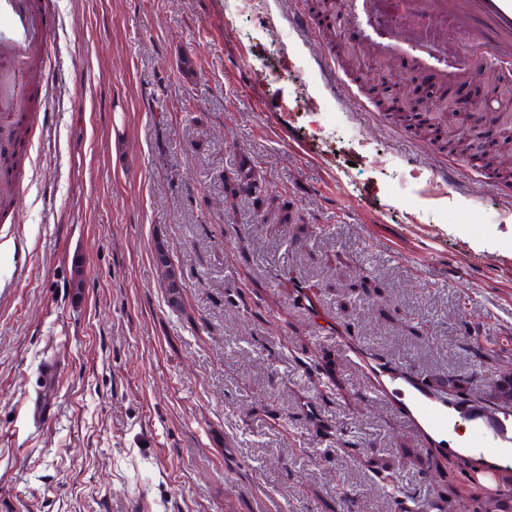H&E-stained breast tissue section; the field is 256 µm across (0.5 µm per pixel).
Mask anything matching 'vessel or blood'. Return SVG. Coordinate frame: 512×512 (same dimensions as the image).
Listing matches in <instances>:
<instances>
[{"label": "vessel or blood", "instance_id": "1", "mask_svg": "<svg viewBox=\"0 0 512 512\" xmlns=\"http://www.w3.org/2000/svg\"><path fill=\"white\" fill-rule=\"evenodd\" d=\"M347 22L379 58H400L417 77L448 82L469 72V57L512 76V0H348ZM51 16L27 0H0V129L32 122L29 71L50 57ZM372 392L415 431L427 462L456 455L479 462L495 483L512 465V411L478 401L448 403L418 372L370 360Z\"/></svg>", "mask_w": 512, "mask_h": 512}]
</instances>
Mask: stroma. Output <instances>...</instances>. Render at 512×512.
Wrapping results in <instances>:
<instances>
[{
    "label": "stroma",
    "instance_id": "1",
    "mask_svg": "<svg viewBox=\"0 0 512 512\" xmlns=\"http://www.w3.org/2000/svg\"><path fill=\"white\" fill-rule=\"evenodd\" d=\"M42 7L43 132L0 224V512H344L345 490L397 512L371 458L476 508L465 475L422 474L339 338L484 397L468 335L512 377V184L391 122L356 73V100L331 90L313 0ZM245 163L260 192L233 193ZM445 167L458 188L429 198ZM156 261L162 281L169 295V301L173 306L177 307L181 301L183 288H186L181 273L177 271L175 264L172 263L167 254L161 249L157 252Z\"/></svg>",
    "mask_w": 512,
    "mask_h": 512
}]
</instances>
